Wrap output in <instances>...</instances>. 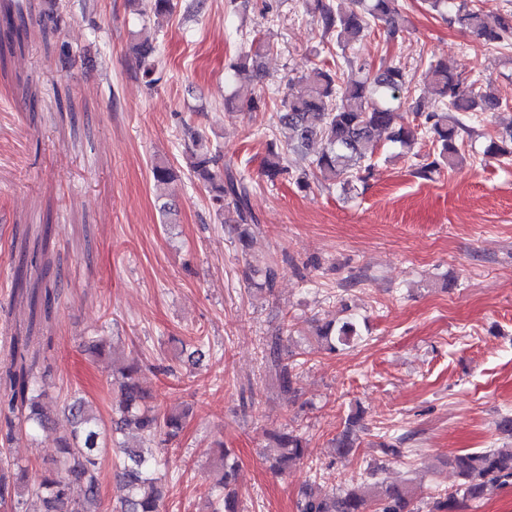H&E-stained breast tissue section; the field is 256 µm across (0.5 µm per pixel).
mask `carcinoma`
Masks as SVG:
<instances>
[{"instance_id":"1","label":"carcinoma","mask_w":512,"mask_h":512,"mask_svg":"<svg viewBox=\"0 0 512 512\" xmlns=\"http://www.w3.org/2000/svg\"><path fill=\"white\" fill-rule=\"evenodd\" d=\"M432 10L469 32L485 45L499 48L512 45V11L490 18L475 5V0H430ZM175 9L173 0H143L139 15H163ZM317 23L327 37L328 53L336 59L334 66L325 60H311L301 80L289 86L280 111L273 116L272 135L264 175L272 182L288 175L302 187L309 178L330 184L349 185L366 180L373 169L366 145L374 137L384 135L393 146L411 150L426 138L433 146L431 161L416 168L415 174L429 178L442 167L453 168L463 161L457 146L459 130L471 123L487 119L498 110L502 101L481 91L478 81L467 82L462 75L439 61L427 65L425 80L442 102L439 111H428L422 101L412 102V118L400 115L402 96L410 80L405 68L391 65L373 71L360 63L347 71L342 62H350L346 54L354 50L379 27L388 36L399 28L395 0H353L345 11L324 0H314ZM30 22L21 0H0V56L3 45L23 47ZM268 48L261 39L251 42L248 52L239 57L234 70L248 67L255 72L262 68L263 52ZM138 67L146 86L157 82V46L144 39L133 47ZM193 149L189 154L188 171L197 180L208 184L210 205L216 219L224 221V213L233 211L235 223L242 227L238 240L247 248L250 226L258 223L252 212L249 188L244 180L227 167L219 169V153L203 148L202 137L191 134ZM320 151L308 158L301 173L288 163V155L302 154L313 142ZM484 154L512 157V128L490 141ZM156 185H166L177 178L176 171L159 163L152 167ZM253 286L274 288L276 264L251 266ZM13 298L27 300L31 314L43 304L44 314L52 308L53 291L45 289L39 299L38 289L24 287L17 277ZM25 334L4 337L9 345L7 366L9 391L0 394V444L10 442L16 425L32 436L45 430L50 418L44 411L38 390L37 354L30 353L33 328ZM318 348L328 353L345 350L361 340L356 318L326 321L316 325L313 336ZM275 378L281 391L292 400L297 394L298 372L271 357ZM137 363L113 366L109 385L117 392L118 404L112 409V431H107L93 403L74 395L64 407L70 423L58 440L57 456L52 466L33 477L28 466L18 460L0 464V512H26V499L37 504L34 512H100V461L106 454L116 459L118 496L115 512H159L163 497L162 477L148 456L146 446L158 436L171 442L180 436L187 413L170 409L160 412L152 404L153 396L139 381ZM275 456L272 469L279 475L288 471L305 456L306 438L298 427L283 425L275 434ZM334 458L346 461L352 455L354 441L350 430L332 441ZM219 478L212 484L207 512H241L235 487L238 461L224 443L217 444ZM448 464L462 479L460 494H440L431 512H460L469 504L480 503L490 488L512 486V448H480L462 451L448 458ZM297 512H416L412 496L405 485L385 482L354 483L333 493H319L312 487L302 491Z\"/></svg>"}]
</instances>
